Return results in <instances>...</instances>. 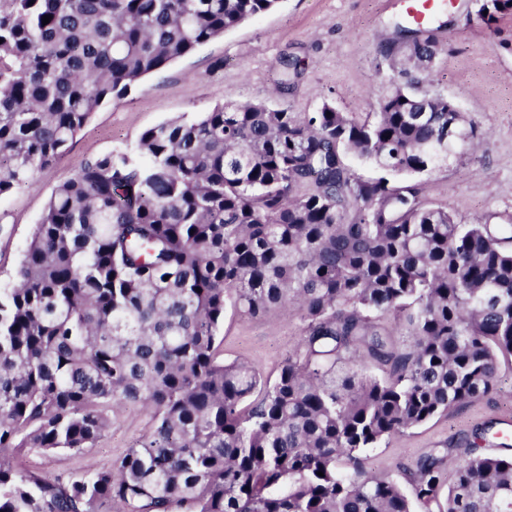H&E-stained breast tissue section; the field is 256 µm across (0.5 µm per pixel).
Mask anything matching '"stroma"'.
Listing matches in <instances>:
<instances>
[{
    "label": "stroma",
    "mask_w": 512,
    "mask_h": 512,
    "mask_svg": "<svg viewBox=\"0 0 512 512\" xmlns=\"http://www.w3.org/2000/svg\"><path fill=\"white\" fill-rule=\"evenodd\" d=\"M401 6L386 0H280L223 37L214 39L147 77L124 97L98 108L70 148L32 181L0 196V285L7 284L27 247L34 225L58 185L97 156L132 152L141 134L169 118L194 116L223 103L265 101L296 112H314L329 102L342 112L372 111L405 66L396 40ZM439 53L431 85L461 109L476 131L475 149L420 176L426 202L470 224L512 216V15L487 22L477 0H447L429 28ZM298 61L299 77L279 83L283 62ZM297 312L273 311L258 318L225 312L219 338L225 361H245L275 378L302 334ZM112 427L83 454L29 452L16 464L54 481L109 465L148 429L142 406L111 411ZM512 416V362L499 365L490 396L449 409L419 427L394 435L365 454L371 474L410 488L417 459L432 450L462 452L491 420Z\"/></svg>",
    "instance_id": "obj_1"
}]
</instances>
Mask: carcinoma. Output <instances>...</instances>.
<instances>
[{
    "mask_svg": "<svg viewBox=\"0 0 512 512\" xmlns=\"http://www.w3.org/2000/svg\"><path fill=\"white\" fill-rule=\"evenodd\" d=\"M278 3L0 0V196L99 107ZM401 31L413 68L374 112L225 103L55 189L0 286V512H414L363 453L494 389L512 357V218L460 224L392 180L458 151L448 101L423 88L435 43ZM350 154L381 175L358 177ZM229 308L300 314L274 381L221 357ZM118 403L152 423L110 466L51 482L10 464L19 448L84 453ZM413 495L424 512H512V456L435 449Z\"/></svg>",
    "mask_w": 512,
    "mask_h": 512,
    "instance_id": "obj_1",
    "label": "carcinoma"
}]
</instances>
